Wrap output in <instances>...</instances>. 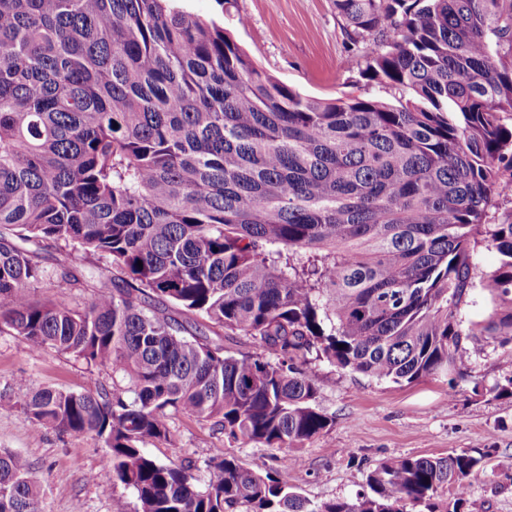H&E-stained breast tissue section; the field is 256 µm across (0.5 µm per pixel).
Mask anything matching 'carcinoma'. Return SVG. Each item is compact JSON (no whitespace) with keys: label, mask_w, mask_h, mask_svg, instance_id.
Instances as JSON below:
<instances>
[{"label":"carcinoma","mask_w":512,"mask_h":512,"mask_svg":"<svg viewBox=\"0 0 512 512\" xmlns=\"http://www.w3.org/2000/svg\"><path fill=\"white\" fill-rule=\"evenodd\" d=\"M169 0H0V330L112 373L31 389L38 426L90 434L133 489L114 512H452L483 457L383 461L313 502L227 448L191 466L145 445L174 412L230 442L300 448L329 430L299 355L380 381L461 378L465 341L512 343V0H333L362 75L408 96L321 99L261 72ZM58 257L45 265V247ZM498 266L477 273L478 247ZM91 288L82 309L31 289ZM485 318L464 324L476 288ZM249 336L275 355L227 353ZM0 512H40L0 453Z\"/></svg>","instance_id":"obj_1"}]
</instances>
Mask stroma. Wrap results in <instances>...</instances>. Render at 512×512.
I'll return each instance as SVG.
<instances>
[{"label": "stroma", "instance_id": "1", "mask_svg": "<svg viewBox=\"0 0 512 512\" xmlns=\"http://www.w3.org/2000/svg\"><path fill=\"white\" fill-rule=\"evenodd\" d=\"M177 5L224 25L261 70L303 94H380L362 77V52L349 45L333 0H234L227 10L220 0ZM466 347L469 375L456 381L438 376L395 384L313 361L329 430L298 450L254 443L233 450L244 467L280 472L315 502L366 491L367 476L381 461L466 450L483 458L470 478L473 512H512V397L498 394L512 380V344L479 336ZM21 379L33 389L95 392L111 388L112 377L53 349L32 354L21 337L0 332V451L28 460L41 512H112L114 499L135 503L131 489L114 483L102 440L31 422L21 408ZM169 423L170 441L147 444V452L163 463L192 461L196 476L204 477L213 449L225 445L222 435L180 413Z\"/></svg>", "mask_w": 512, "mask_h": 512}]
</instances>
